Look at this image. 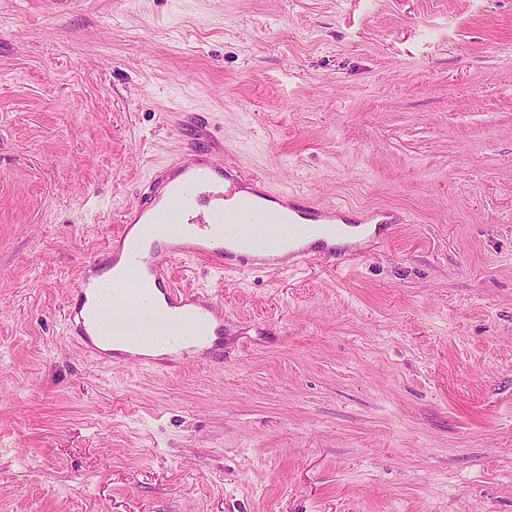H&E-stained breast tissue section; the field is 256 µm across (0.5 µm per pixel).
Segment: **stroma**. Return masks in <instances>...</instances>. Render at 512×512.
<instances>
[{
    "instance_id": "35a3bbf8",
    "label": "stroma",
    "mask_w": 512,
    "mask_h": 512,
    "mask_svg": "<svg viewBox=\"0 0 512 512\" xmlns=\"http://www.w3.org/2000/svg\"><path fill=\"white\" fill-rule=\"evenodd\" d=\"M199 114L243 183L407 213L220 274L224 362L68 296ZM0 512H512V0H0Z\"/></svg>"
}]
</instances>
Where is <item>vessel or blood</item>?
I'll return each mask as SVG.
<instances>
[{
	"label": "vessel or blood",
	"instance_id": "vessel-or-blood-1",
	"mask_svg": "<svg viewBox=\"0 0 512 512\" xmlns=\"http://www.w3.org/2000/svg\"><path fill=\"white\" fill-rule=\"evenodd\" d=\"M223 153V143L214 139L188 146L184 157L151 179L104 249L84 265L69 301L67 329L90 357L143 365L144 357L128 350L147 344L149 323L161 318L184 341L169 364L202 356L223 361L215 339L224 333V303L211 291L175 287L169 266L176 258L205 259L223 272L280 271L314 260L337 269L348 258V251L334 245L349 220L345 207L274 190L240 196L225 172ZM305 224L320 225L321 239L302 242ZM150 281L160 287L164 307H156L146 287ZM101 306L112 310L111 327H99L92 315Z\"/></svg>",
	"mask_w": 512,
	"mask_h": 512
}]
</instances>
